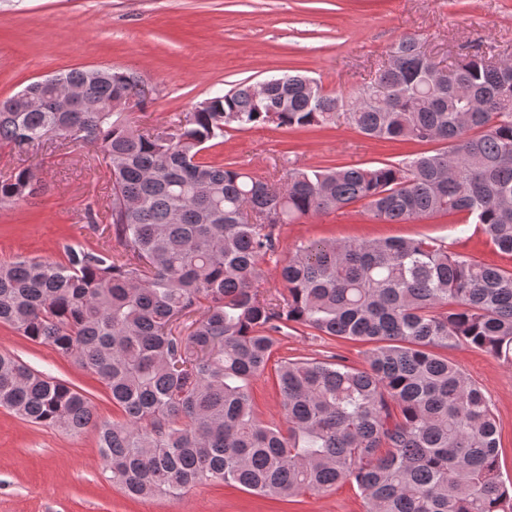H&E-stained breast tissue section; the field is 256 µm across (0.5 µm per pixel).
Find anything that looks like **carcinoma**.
Instances as JSON below:
<instances>
[{"label": "carcinoma", "instance_id": "1", "mask_svg": "<svg viewBox=\"0 0 512 512\" xmlns=\"http://www.w3.org/2000/svg\"><path fill=\"white\" fill-rule=\"evenodd\" d=\"M404 37L374 83L345 99L284 75L201 102L168 132L109 110L140 95L112 67L61 74L86 109L55 112L41 81L0 100V144L19 155L55 128L101 152L112 175L115 244L65 260L0 263V324L51 345L104 384L120 418L0 355V407L79 434L93 425L112 484L177 496L219 481L292 500L340 483L365 512H512L499 431L481 388L439 348L467 344L512 367V270L451 253L430 236L311 240L263 288L280 224L360 203L377 222L463 215L512 255V60L467 55L454 84ZM370 139L441 143L379 166L299 168L283 184L202 159L224 129H305L339 112ZM33 173L0 175V206L34 195ZM370 345L360 367L280 360L284 422L261 421L250 383L289 331Z\"/></svg>", "mask_w": 512, "mask_h": 512}]
</instances>
